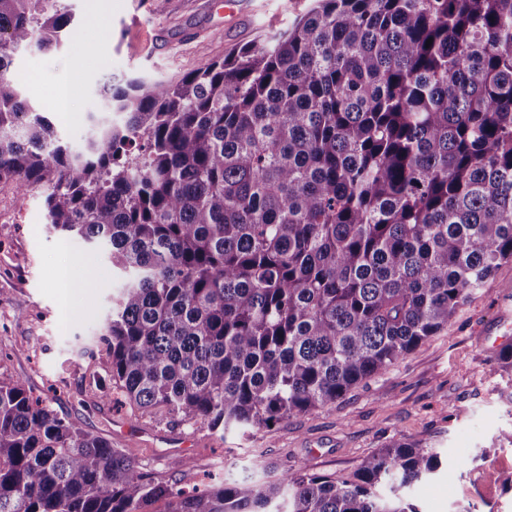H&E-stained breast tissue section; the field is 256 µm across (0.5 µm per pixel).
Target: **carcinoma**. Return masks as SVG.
<instances>
[{
    "label": "carcinoma",
    "instance_id": "1",
    "mask_svg": "<svg viewBox=\"0 0 512 512\" xmlns=\"http://www.w3.org/2000/svg\"><path fill=\"white\" fill-rule=\"evenodd\" d=\"M71 24L0 0V182L46 187L47 224L125 275L99 342L133 407L223 433L314 412L512 261V0H317L176 83L110 88L120 119L78 152L8 76ZM439 466L394 441L351 479L185 490L0 380V512H418L402 489Z\"/></svg>",
    "mask_w": 512,
    "mask_h": 512
}]
</instances>
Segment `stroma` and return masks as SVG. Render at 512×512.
Listing matches in <instances>:
<instances>
[{
    "label": "stroma",
    "instance_id": "1",
    "mask_svg": "<svg viewBox=\"0 0 512 512\" xmlns=\"http://www.w3.org/2000/svg\"><path fill=\"white\" fill-rule=\"evenodd\" d=\"M90 3L65 0L74 33L48 51L18 49L10 69L23 98L75 150L91 135L87 114L107 109L106 87L134 78L179 80L288 27L313 0H238L232 10L222 0H105L99 24L88 20ZM86 44L99 52L86 61L83 82L68 103L73 118L64 122L56 109L58 86ZM44 196L36 187L19 200L11 183L0 184V378L24 380L60 417L115 438L143 471L180 487L245 476L263 483L299 462L347 478L379 448L408 439L441 459L434 476L407 492L418 512H512V443L504 439L512 433V375L492 371L494 352L483 342L512 306V261L460 306L447 329L335 405L246 436L222 437L200 422L174 423L162 407L132 410L113 387L99 336L125 279L104 257L87 259L83 240L46 225ZM82 256L83 285L72 289L65 318L57 270ZM121 422L190 439L189 466L173 467L164 444L151 448L116 437Z\"/></svg>",
    "mask_w": 512,
    "mask_h": 512
}]
</instances>
